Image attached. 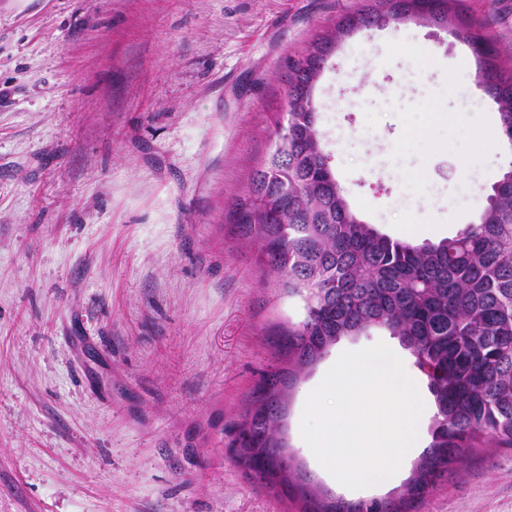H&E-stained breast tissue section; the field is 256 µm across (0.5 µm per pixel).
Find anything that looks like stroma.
Instances as JSON below:
<instances>
[{"label":"stroma","instance_id":"1","mask_svg":"<svg viewBox=\"0 0 512 512\" xmlns=\"http://www.w3.org/2000/svg\"><path fill=\"white\" fill-rule=\"evenodd\" d=\"M363 0H0V512H298L227 443L275 362L299 297L228 212L288 124V58ZM512 74V0H462ZM455 21L380 22L336 39L314 96L317 127L358 219L436 243L476 222L512 167L448 120L476 78ZM470 175L460 181L458 164ZM385 343L433 401L412 353L385 332L333 344L291 390L285 433L349 500L397 478L339 485L301 436L305 401L343 352ZM415 512H512V449L459 461Z\"/></svg>","mask_w":512,"mask_h":512}]
</instances>
